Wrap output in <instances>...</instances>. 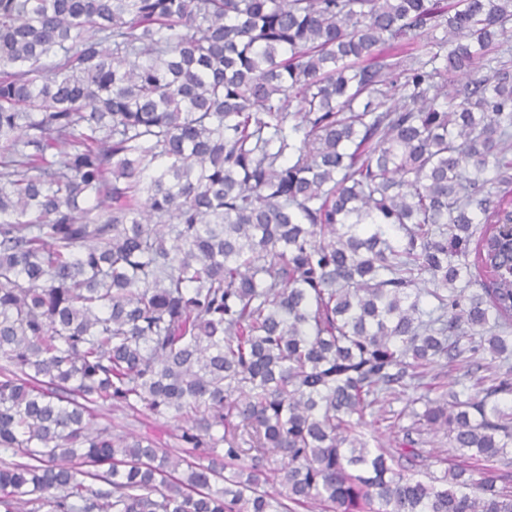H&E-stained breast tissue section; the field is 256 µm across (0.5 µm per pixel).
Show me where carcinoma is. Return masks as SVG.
Returning a JSON list of instances; mask_svg holds the SVG:
<instances>
[{
	"instance_id": "1",
	"label": "carcinoma",
	"mask_w": 512,
	"mask_h": 512,
	"mask_svg": "<svg viewBox=\"0 0 512 512\" xmlns=\"http://www.w3.org/2000/svg\"><path fill=\"white\" fill-rule=\"evenodd\" d=\"M510 32L512 0H0V512H512V370L477 363L512 355ZM439 357L489 385L371 449ZM435 430L462 462L424 481ZM94 424L100 426H109L116 432H132L136 435L151 433L153 430L161 438V445L163 451L169 452L176 448H186L179 437L182 432L179 426H186L184 423L169 422L167 426L161 427L154 420V417L148 413L140 412L138 414L123 410L117 407L104 406L98 408L96 417L93 419Z\"/></svg>"
}]
</instances>
